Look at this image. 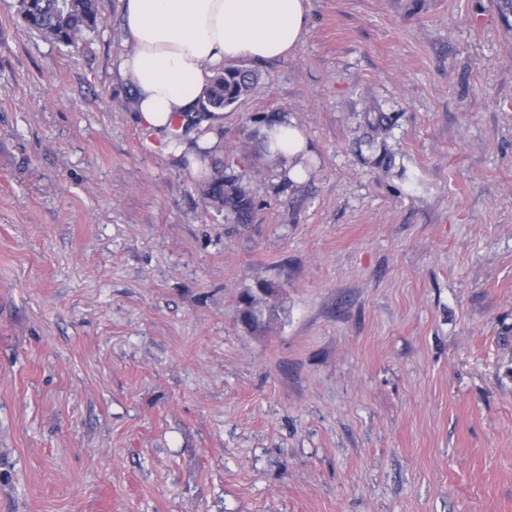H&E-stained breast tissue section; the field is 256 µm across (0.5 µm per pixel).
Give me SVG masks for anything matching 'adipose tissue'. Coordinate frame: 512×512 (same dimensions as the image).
I'll use <instances>...</instances> for the list:
<instances>
[{
  "label": "adipose tissue",
  "mask_w": 512,
  "mask_h": 512,
  "mask_svg": "<svg viewBox=\"0 0 512 512\" xmlns=\"http://www.w3.org/2000/svg\"><path fill=\"white\" fill-rule=\"evenodd\" d=\"M129 46L119 67L137 89L146 128L166 133V153H196L219 143L221 113H186L225 62L269 60L295 51L306 26L304 0H120ZM269 160L294 180L305 176L307 144L294 124L264 128Z\"/></svg>",
  "instance_id": "1"
}]
</instances>
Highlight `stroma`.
<instances>
[{
  "label": "stroma",
  "instance_id": "obj_1",
  "mask_svg": "<svg viewBox=\"0 0 512 512\" xmlns=\"http://www.w3.org/2000/svg\"><path fill=\"white\" fill-rule=\"evenodd\" d=\"M304 7L213 156L275 111L307 175L228 224L126 104L119 0L61 48L0 0V512H512V28ZM273 289L268 284H260L257 291H247L242 295L239 318L243 324L254 330H263L276 319L275 307L268 301Z\"/></svg>",
  "mask_w": 512,
  "mask_h": 512
}]
</instances>
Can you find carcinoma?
Segmentation results:
<instances>
[{"label": "carcinoma", "instance_id": "obj_1", "mask_svg": "<svg viewBox=\"0 0 512 512\" xmlns=\"http://www.w3.org/2000/svg\"><path fill=\"white\" fill-rule=\"evenodd\" d=\"M16 11L28 29L57 45H75L95 32L100 24L96 0H17ZM258 79L259 73L254 70L235 65L223 67L209 78L198 111H223L247 95ZM235 163L249 166L252 160L242 155L222 165H212L203 192L213 206L224 212L225 220L244 224L252 217L256 201L241 177L226 173ZM272 294L273 288L268 284L245 292L241 297L240 321L254 330L268 327L276 319L275 307L268 301Z\"/></svg>", "mask_w": 512, "mask_h": 512}]
</instances>
